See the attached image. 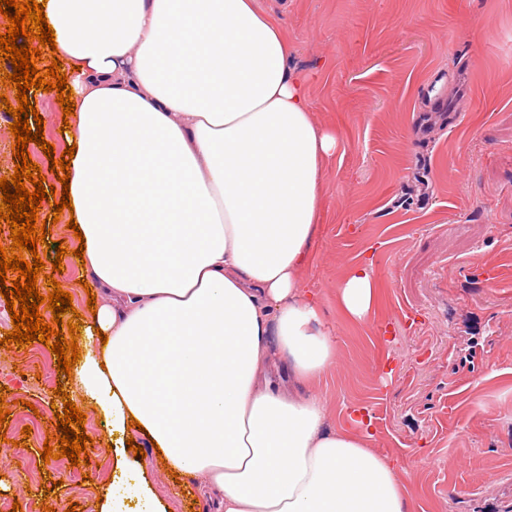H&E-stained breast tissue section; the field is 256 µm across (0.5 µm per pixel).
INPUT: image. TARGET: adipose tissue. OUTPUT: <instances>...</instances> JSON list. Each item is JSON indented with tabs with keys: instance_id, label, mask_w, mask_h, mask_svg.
Returning <instances> with one entry per match:
<instances>
[{
	"instance_id": "adipose-tissue-1",
	"label": "adipose tissue",
	"mask_w": 512,
	"mask_h": 512,
	"mask_svg": "<svg viewBox=\"0 0 512 512\" xmlns=\"http://www.w3.org/2000/svg\"><path fill=\"white\" fill-rule=\"evenodd\" d=\"M75 103L70 199L94 292L72 401L104 418L115 477L163 512L130 421L215 512H411L392 461L329 427L336 346L299 268L335 135L313 121L294 45L259 0H47ZM371 264L337 291L364 321ZM282 361L289 387L266 380ZM265 391H258V380Z\"/></svg>"
}]
</instances>
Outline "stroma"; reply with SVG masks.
<instances>
[{"instance_id": "1", "label": "stroma", "mask_w": 512, "mask_h": 512, "mask_svg": "<svg viewBox=\"0 0 512 512\" xmlns=\"http://www.w3.org/2000/svg\"><path fill=\"white\" fill-rule=\"evenodd\" d=\"M261 2L284 21L315 121L339 139L301 270L337 348L319 381L328 422L367 410L371 446L395 461L412 512H512V0ZM434 98L445 111H427ZM29 100L63 152L56 92L33 89ZM69 219L61 214L38 252L48 264L67 248L56 280L86 320ZM366 261L375 300L356 322L336 294ZM57 373L42 343L0 348L11 404L0 508L86 512L112 485L94 407L84 409L89 464L41 460L58 433ZM143 465L165 512H206L204 476L174 480L151 449Z\"/></svg>"}]
</instances>
